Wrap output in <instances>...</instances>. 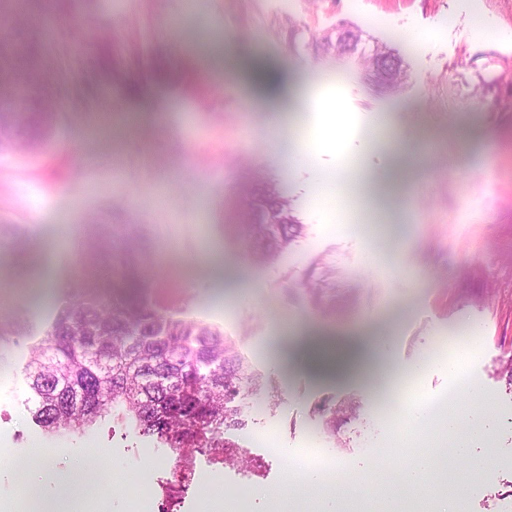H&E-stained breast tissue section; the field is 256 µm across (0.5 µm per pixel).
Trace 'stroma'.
Instances as JSON below:
<instances>
[{
	"mask_svg": "<svg viewBox=\"0 0 512 512\" xmlns=\"http://www.w3.org/2000/svg\"><path fill=\"white\" fill-rule=\"evenodd\" d=\"M37 27L0 0V36L38 39L44 57L30 98L54 106L42 152L0 151V312L26 327L0 336V464L22 469L45 448L60 470L98 472L73 512H128L139 473L166 477L176 453L108 423L81 436L48 435L27 407L30 347L56 305L84 293L148 298L221 331L257 390L241 396L244 429L228 437L261 474L222 468L204 495L210 512L334 508V486L304 485L300 448L332 449L370 493L347 499L402 512L385 495L388 459L409 432L411 452L438 445L439 427L415 430L393 413L444 397L448 372L434 355L450 338L470 346L472 391L459 411L490 420L470 447L467 481L434 485L417 500L441 512H512V0H35ZM358 26L356 51L336 58L312 40ZM115 33L111 78L93 68L94 31ZM384 45L407 78L393 94L367 81L365 61ZM142 88L128 99L127 84ZM510 109H502V102ZM335 104L334 146L310 156L287 136L320 132L316 105ZM354 167L332 220L317 183L342 156ZM397 173L386 187L377 179ZM279 188L302 226L290 247L259 260L252 201ZM357 330L381 351L377 367L328 375L267 347L309 330ZM263 401L254 409V398ZM352 403L336 432L321 405ZM377 441L370 453L365 440Z\"/></svg>",
	"mask_w": 512,
	"mask_h": 512,
	"instance_id": "stroma-1",
	"label": "stroma"
}]
</instances>
